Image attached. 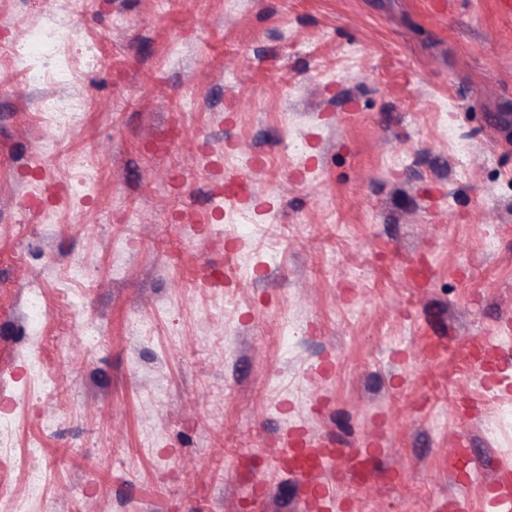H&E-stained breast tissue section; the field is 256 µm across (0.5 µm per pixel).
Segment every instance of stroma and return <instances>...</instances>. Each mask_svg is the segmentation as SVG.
Masks as SVG:
<instances>
[{"instance_id":"1","label":"stroma","mask_w":512,"mask_h":512,"mask_svg":"<svg viewBox=\"0 0 512 512\" xmlns=\"http://www.w3.org/2000/svg\"><path fill=\"white\" fill-rule=\"evenodd\" d=\"M0 418V512H512L507 0H0ZM56 50L43 55L32 52L14 54L12 60L14 68L31 84L52 81L56 85L66 86L74 80V74L68 63L57 55ZM39 60L45 64H39ZM80 103L75 100H66L57 96H50L43 100L41 110L54 124L71 122L80 111Z\"/></svg>"}]
</instances>
